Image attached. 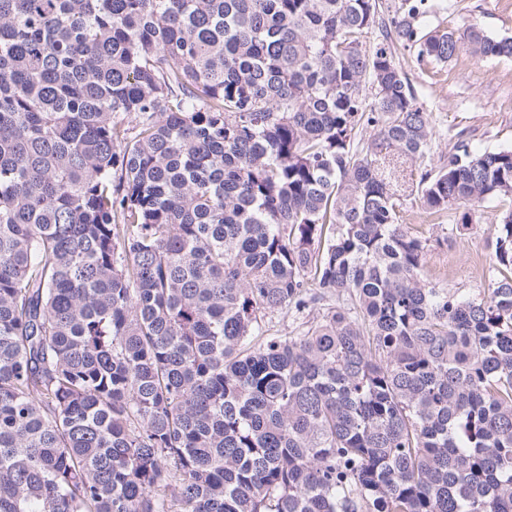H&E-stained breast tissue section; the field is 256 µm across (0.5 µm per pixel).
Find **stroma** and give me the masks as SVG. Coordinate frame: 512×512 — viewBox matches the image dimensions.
<instances>
[{
  "mask_svg": "<svg viewBox=\"0 0 512 512\" xmlns=\"http://www.w3.org/2000/svg\"><path fill=\"white\" fill-rule=\"evenodd\" d=\"M430 8L418 21L422 30L456 29L471 19L494 37L512 36V0H428ZM397 58L412 85L416 103L429 112L434 139L424 166L465 140L476 151L512 148V58H474L464 54L445 64L417 63L412 52ZM503 209L493 202L461 227L455 215L436 220L422 210L417 192L407 191L400 213L413 232L440 238L427 255L429 282L475 296L488 288L495 272L493 230Z\"/></svg>",
  "mask_w": 512,
  "mask_h": 512,
  "instance_id": "obj_1",
  "label": "stroma"
}]
</instances>
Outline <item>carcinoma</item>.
Returning <instances> with one entry per match:
<instances>
[{"label":"carcinoma","mask_w":512,"mask_h":512,"mask_svg":"<svg viewBox=\"0 0 512 512\" xmlns=\"http://www.w3.org/2000/svg\"><path fill=\"white\" fill-rule=\"evenodd\" d=\"M381 10L0 0V512H512V207L491 287L425 278L393 175L432 126L391 49L512 37ZM417 188L466 227L512 149Z\"/></svg>","instance_id":"obj_1"}]
</instances>
